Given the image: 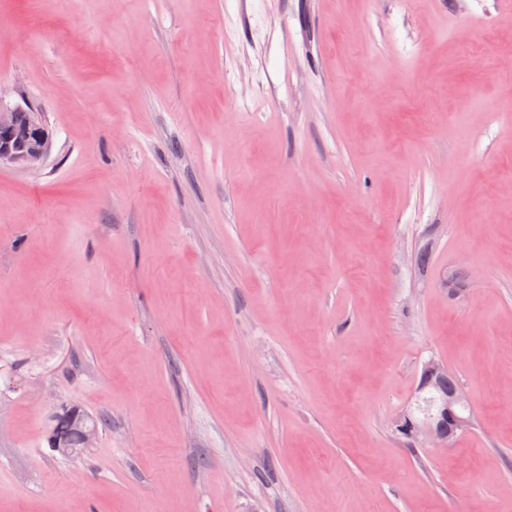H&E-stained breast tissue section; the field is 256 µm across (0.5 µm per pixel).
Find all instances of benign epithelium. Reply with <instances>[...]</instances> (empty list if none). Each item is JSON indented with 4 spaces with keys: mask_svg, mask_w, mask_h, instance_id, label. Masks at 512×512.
<instances>
[{
    "mask_svg": "<svg viewBox=\"0 0 512 512\" xmlns=\"http://www.w3.org/2000/svg\"><path fill=\"white\" fill-rule=\"evenodd\" d=\"M51 135L38 114L23 109L5 110L0 107V164L15 163L35 165L46 157ZM447 371V367L435 359L428 360L422 368V380L418 390L428 387L436 377ZM470 400L462 387L438 398L434 418L414 419L404 411L394 420V429L415 440H421L435 448L452 446L459 435L471 425L468 414ZM448 421V430H442L440 423ZM83 447H90L97 434V428L86 417L74 420Z\"/></svg>",
    "mask_w": 512,
    "mask_h": 512,
    "instance_id": "obj_1",
    "label": "benign epithelium"
}]
</instances>
